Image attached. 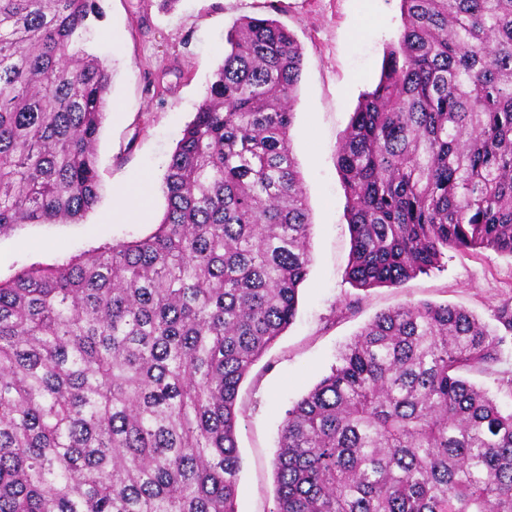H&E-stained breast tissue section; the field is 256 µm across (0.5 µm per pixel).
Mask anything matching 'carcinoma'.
Returning a JSON list of instances; mask_svg holds the SVG:
<instances>
[{
    "label": "carcinoma",
    "mask_w": 512,
    "mask_h": 512,
    "mask_svg": "<svg viewBox=\"0 0 512 512\" xmlns=\"http://www.w3.org/2000/svg\"><path fill=\"white\" fill-rule=\"evenodd\" d=\"M336 147L349 283L512 257V0H401ZM97 0H0V231L99 199ZM303 54L246 18L166 166L156 231L0 283V512H237L244 378L294 320L311 222L290 147ZM512 303L374 316L288 411L273 512H512L492 372Z\"/></svg>",
    "instance_id": "carcinoma-1"
}]
</instances>
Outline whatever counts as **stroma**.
<instances>
[{"mask_svg": "<svg viewBox=\"0 0 512 512\" xmlns=\"http://www.w3.org/2000/svg\"><path fill=\"white\" fill-rule=\"evenodd\" d=\"M87 48L112 73L96 146L101 195L77 224H21L0 232V281L118 241L159 224L165 164L224 56V33L249 17L285 26L303 52L290 146L312 222L311 266L294 322L242 382L237 442L238 512H272L274 458L286 411L336 363L339 350L377 313L407 303L462 307L488 322L512 302V258L491 250L448 252L441 266L398 287L369 291L346 279L350 234L336 145L362 92L372 90L388 46L402 29L400 0H101ZM147 220L114 214L117 193L139 176Z\"/></svg>", "mask_w": 512, "mask_h": 512, "instance_id": "35a3bbf8", "label": "stroma"}]
</instances>
